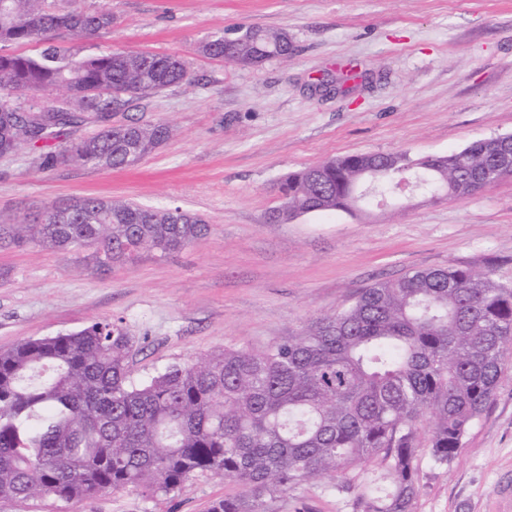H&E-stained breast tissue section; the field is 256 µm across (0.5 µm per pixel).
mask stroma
<instances>
[{"label": "stroma", "mask_w": 512, "mask_h": 512, "mask_svg": "<svg viewBox=\"0 0 512 512\" xmlns=\"http://www.w3.org/2000/svg\"><path fill=\"white\" fill-rule=\"evenodd\" d=\"M106 4L111 33L86 53L184 58L193 83L171 87L113 123L171 135L138 164L40 169L22 148L0 157V224L85 196L201 216L208 234L167 256L97 267L89 250L29 243L0 249V350L122 319L140 380L170 363L232 346L262 349L350 305L363 288L448 265L512 284V178L462 198L417 194L402 207L268 219L288 173L351 154L443 156L512 133V0H47ZM288 31L291 57L242 67L198 47L225 28ZM413 512H512V367L451 465L420 448ZM239 485L198 475L177 492L128 489L69 504L0 501V512H205ZM273 512H346L305 484Z\"/></svg>", "instance_id": "1"}]
</instances>
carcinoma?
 <instances>
[{"mask_svg": "<svg viewBox=\"0 0 512 512\" xmlns=\"http://www.w3.org/2000/svg\"><path fill=\"white\" fill-rule=\"evenodd\" d=\"M45 0H0V155L21 147L40 166L112 169L134 164L112 114L183 85L177 55L84 54L75 42L112 32V11L67 12ZM40 45L34 54L16 51ZM284 30L213 33L203 55L241 66L286 58ZM61 90L43 112L20 118L12 102ZM94 115L92 136L71 134ZM138 158L169 136L163 124H125ZM506 142L479 141L442 158L405 153L329 159L288 175L279 223L312 212L360 211L353 189L376 173L380 195L405 174L428 192L471 194ZM208 225L181 207L156 209L86 196L46 207L33 224H1L0 247L34 243L93 250L97 265L143 250L178 251ZM132 337L122 319L24 340L0 351V500L52 497L63 503L106 491L169 495L209 473L245 491L207 512H270V503L317 482L354 512H411L420 491L415 459L430 448L450 465L512 365V285L467 267L414 270L373 283L349 307L262 350L226 347L131 377Z\"/></svg>", "mask_w": 512, "mask_h": 512, "instance_id": "carcinoma-1", "label": "carcinoma"}]
</instances>
